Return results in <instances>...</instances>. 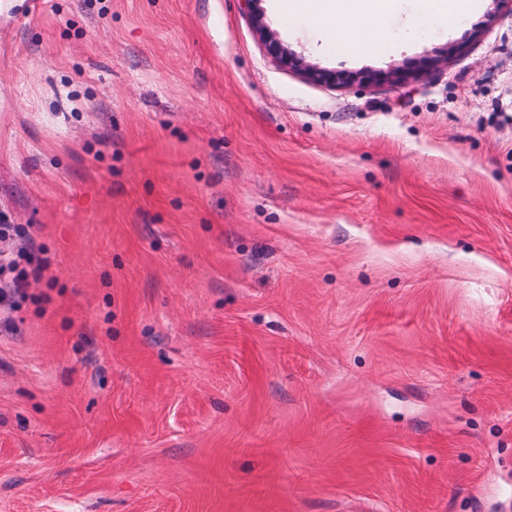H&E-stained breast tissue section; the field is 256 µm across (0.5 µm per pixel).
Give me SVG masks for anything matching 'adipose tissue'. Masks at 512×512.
<instances>
[{"label":"adipose tissue","instance_id":"adipose-tissue-1","mask_svg":"<svg viewBox=\"0 0 512 512\" xmlns=\"http://www.w3.org/2000/svg\"><path fill=\"white\" fill-rule=\"evenodd\" d=\"M394 6L395 0H273L277 14L309 19L321 35L340 36L357 48L387 39L374 18Z\"/></svg>","mask_w":512,"mask_h":512}]
</instances>
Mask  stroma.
<instances>
[{"instance_id": "1", "label": "stroma", "mask_w": 512, "mask_h": 512, "mask_svg": "<svg viewBox=\"0 0 512 512\" xmlns=\"http://www.w3.org/2000/svg\"><path fill=\"white\" fill-rule=\"evenodd\" d=\"M387 42L241 0L0 24V512H512V5ZM427 28L420 40L409 27ZM434 67H426L428 59ZM257 30L260 33L267 44L268 50L271 54L275 55L279 58L280 62L286 67H301L302 62L301 59L297 58L292 52H290L287 48L283 47L282 44L273 39L266 31V26L264 25L262 18L260 15L257 16ZM410 75L407 71H393V72H360L352 74H344L340 79L342 82H350L355 80H362L368 83H378L384 81L399 82L405 80ZM1 239L9 240L11 246L0 251V303L15 295H26L51 265L45 245L38 242L32 226L0 224ZM2 274H6L3 281Z\"/></svg>"}]
</instances>
